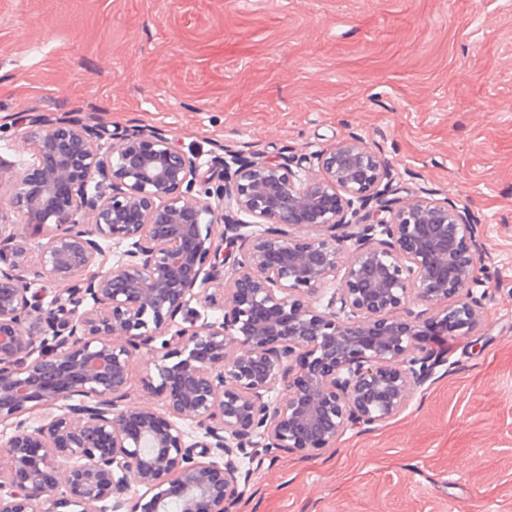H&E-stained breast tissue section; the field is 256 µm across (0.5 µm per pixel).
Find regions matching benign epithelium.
<instances>
[{"mask_svg":"<svg viewBox=\"0 0 512 512\" xmlns=\"http://www.w3.org/2000/svg\"><path fill=\"white\" fill-rule=\"evenodd\" d=\"M23 138L24 223L0 209V512H235L243 463L397 416L447 364L418 323L467 336L491 299L470 211L393 189L357 136L301 159L226 148L206 181L155 128L32 113ZM192 298L222 317L176 327Z\"/></svg>","mask_w":512,"mask_h":512,"instance_id":"7a95c632","label":"benign epithelium"}]
</instances>
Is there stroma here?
Listing matches in <instances>:
<instances>
[{
    "label": "stroma",
    "instance_id": "35a3bbf8",
    "mask_svg": "<svg viewBox=\"0 0 512 512\" xmlns=\"http://www.w3.org/2000/svg\"><path fill=\"white\" fill-rule=\"evenodd\" d=\"M30 112L233 146L358 136L482 226L483 320L376 429L255 469L237 512H512V0H0V209Z\"/></svg>",
    "mask_w": 512,
    "mask_h": 512
}]
</instances>
